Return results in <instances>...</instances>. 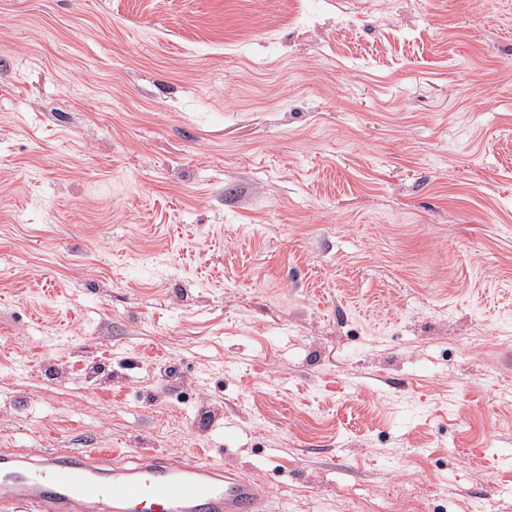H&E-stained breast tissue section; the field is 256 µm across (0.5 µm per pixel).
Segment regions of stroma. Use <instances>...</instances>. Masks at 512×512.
Returning a JSON list of instances; mask_svg holds the SVG:
<instances>
[{"label":"stroma","mask_w":512,"mask_h":512,"mask_svg":"<svg viewBox=\"0 0 512 512\" xmlns=\"http://www.w3.org/2000/svg\"><path fill=\"white\" fill-rule=\"evenodd\" d=\"M60 448L512 512V0H0V450Z\"/></svg>","instance_id":"stroma-1"}]
</instances>
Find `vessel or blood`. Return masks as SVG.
Here are the masks:
<instances>
[{"instance_id":"vessel-or-blood-1","label":"vessel or blood","mask_w":512,"mask_h":512,"mask_svg":"<svg viewBox=\"0 0 512 512\" xmlns=\"http://www.w3.org/2000/svg\"><path fill=\"white\" fill-rule=\"evenodd\" d=\"M110 454L68 449L19 460L0 456V491L34 512H261L267 489L251 477L187 455L140 454L133 467H110Z\"/></svg>"}]
</instances>
